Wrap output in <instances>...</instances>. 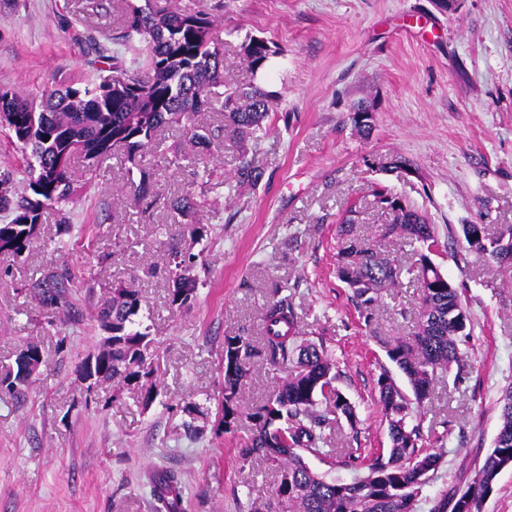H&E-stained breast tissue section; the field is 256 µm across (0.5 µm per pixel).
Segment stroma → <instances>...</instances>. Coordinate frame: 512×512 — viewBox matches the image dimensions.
Instances as JSON below:
<instances>
[{"mask_svg": "<svg viewBox=\"0 0 512 512\" xmlns=\"http://www.w3.org/2000/svg\"><path fill=\"white\" fill-rule=\"evenodd\" d=\"M0 0V85L32 97L48 86L80 87L96 79L95 45L75 44L92 28L112 46L117 0ZM202 10L224 43V82L275 92L266 129L239 146L220 143L208 157L213 190L201 215L202 236L174 224L165 200L193 190L187 168L156 161L159 202L148 212L121 195L127 178L114 152L72 205L79 247H59L46 214L29 254L0 255V366L26 343L44 362L25 397L0 391V512H154L152 478L178 474L180 512H250L278 482L276 468L237 455L249 424H219L224 338L259 335L274 289L286 288L299 338L336 360L337 386L353 403L360 444L389 448L377 379L390 368L385 340L406 335L416 318V283L383 293L371 322L360 319L336 276V224L350 204L358 231L372 239L389 215L375 203L384 188L426 211L440 243L434 257L459 287L473 322L471 367L461 379L437 374L423 412L427 445L445 436L443 466L427 495L466 483L476 457L491 448L497 400L512 382V273L466 250L462 227L489 233L512 225V0H159ZM262 37L275 49L252 72L240 45ZM373 114L370 135L352 121L357 106ZM264 168L259 185L229 194L241 150ZM404 157L405 169H386ZM194 255L198 281L190 306L169 310L170 247ZM152 266L156 274L144 278ZM82 281L134 284L136 318L155 339L161 393L150 409L112 387L86 391L77 364L103 332L90 316L48 320L22 289L56 268ZM202 429L193 438L188 425Z\"/></svg>", "mask_w": 512, "mask_h": 512, "instance_id": "1", "label": "stroma"}]
</instances>
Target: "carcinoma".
<instances>
[{
    "mask_svg": "<svg viewBox=\"0 0 512 512\" xmlns=\"http://www.w3.org/2000/svg\"><path fill=\"white\" fill-rule=\"evenodd\" d=\"M115 43L124 51L98 52V79L82 87L42 90V111L0 86V115L10 142L23 156L24 187L13 186L14 174L0 172V252L20 258L38 238V226L48 210L55 212L58 235H72L69 204L77 195L73 164L80 159L93 173L121 149L130 163L129 193L140 205L153 197L155 169L145 163L150 152L164 153L160 132L178 126L189 134L197 153L209 150L215 132L242 143L262 130L271 112L272 94L258 85L224 84L223 45L213 36L214 20L202 11L159 7L149 2L134 5L121 0ZM145 48H140V43ZM243 57L255 73L263 70L274 53L270 42L248 36L241 44ZM221 112L224 126L213 130L197 126L195 115ZM263 168L256 155L242 152L229 191L256 187ZM376 204L392 216L380 237H394L415 257L410 267L382 254L376 245L356 233L359 212L351 208L337 227L340 241L336 273L352 293L364 318H372L381 292L400 283L402 275L414 276L421 288L418 316L413 331L384 342L389 360L405 376L412 395L385 370L378 377L379 404L388 423L391 447L369 457L361 448H326L325 430L346 420L356 429L354 405L337 388L338 366L324 348L298 342L297 315L288 297L275 289L263 315L260 342L243 334L224 337V403L220 424L228 432L241 419L251 422V433L239 448L244 462L276 466L279 480L271 499L259 512H417L418 502L431 504L430 512H484V505L500 474L512 468V384L498 399L499 424L492 448L474 465L462 487L430 497L425 489L442 466L443 455L424 447L421 425L412 423L431 399L437 371L461 376L468 366L464 351L472 336L470 315L458 286L435 264L439 242L435 225L425 214L386 189L375 193ZM201 203L192 194L170 202L181 218L197 213ZM468 249L488 255L499 268L512 269V225L490 236L480 224L462 227ZM173 268L168 271L167 304L179 310L196 296L198 282L179 274L186 262L171 247ZM41 308L61 313L69 320L83 318L72 301V275L68 268L48 272L29 284ZM84 300L96 311L101 329L110 332V350L102 361L95 387L111 385L131 390L143 406H150L158 392L151 386L156 370L149 356L153 339L135 331L141 295L131 286L105 288L90 275L84 279ZM43 354L35 344L23 346L13 363L3 367L0 387L15 397L24 394L31 379L21 375V358ZM257 359L295 370L262 402L242 405V385ZM333 458L345 455L365 469L351 479L328 480L312 471L304 455Z\"/></svg>",
    "mask_w": 512,
    "mask_h": 512,
    "instance_id": "carcinoma-1",
    "label": "carcinoma"
}]
</instances>
